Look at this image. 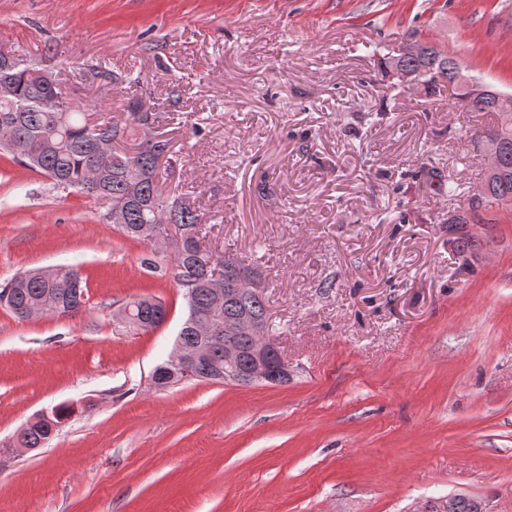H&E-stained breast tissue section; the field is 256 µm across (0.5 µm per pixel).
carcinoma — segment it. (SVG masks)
I'll return each instance as SVG.
<instances>
[{"instance_id":"cac0c4a2","label":"carcinoma","mask_w":512,"mask_h":512,"mask_svg":"<svg viewBox=\"0 0 512 512\" xmlns=\"http://www.w3.org/2000/svg\"><path fill=\"white\" fill-rule=\"evenodd\" d=\"M456 60L432 45L416 44L410 55L400 54L390 60L392 70H401L414 77H426L430 83L446 81L459 89V99L472 112H492L497 115L493 137L498 141L499 160L487 169L481 187L491 207L505 197L512 198V112H502L497 106L498 90L488 84L485 92L474 96L460 85ZM50 68L41 67L23 58L14 59L12 68L2 74L0 82L8 86L0 92V119L9 125L0 127V149L25 162L17 146L31 155L34 168L63 189H74L108 209L120 207L123 221L117 225L126 237L142 243L175 225L189 232L191 244L181 254H170L171 275L183 289L188 311H197L201 318H210V327L199 330L180 329L177 343L191 352L206 336L223 332L224 344L240 351L237 368L242 370L250 361L248 350L256 343L254 336H242L227 331V326L240 316L247 315L276 335V328L258 291L239 292L230 284L239 274L256 275L258 271L227 254L201 243L199 225L202 216L194 205H185L189 196L175 188L167 193L160 187L161 168L172 167L173 158L160 162V149L169 145L166 140L153 142L156 135L143 120L136 107L146 92H139L124 101L122 117H101L95 124L88 122L85 113L71 107L44 74ZM224 277L225 291L218 297L210 288L215 277ZM22 320L42 317H72L86 307L87 289L76 268L59 265L39 274L28 271L15 277L0 295ZM131 322L135 329L149 320L162 307L152 297H139L129 302ZM64 408H54L48 416L28 423L20 431L18 441L23 448H41L51 438L52 428L66 423Z\"/></svg>"}]
</instances>
